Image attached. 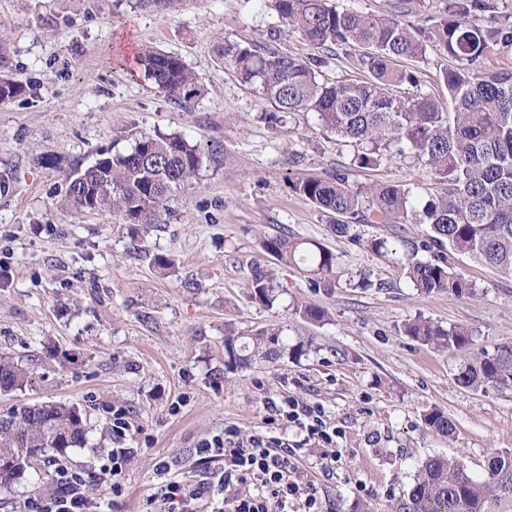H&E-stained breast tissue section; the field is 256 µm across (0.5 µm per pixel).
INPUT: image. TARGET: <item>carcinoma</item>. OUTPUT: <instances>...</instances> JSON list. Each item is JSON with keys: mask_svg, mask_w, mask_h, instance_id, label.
Returning a JSON list of instances; mask_svg holds the SVG:
<instances>
[{"mask_svg": "<svg viewBox=\"0 0 512 512\" xmlns=\"http://www.w3.org/2000/svg\"><path fill=\"white\" fill-rule=\"evenodd\" d=\"M272 5L288 25L314 49L357 47L362 80L327 84L319 79L320 57L307 60L283 55L266 45L226 41L214 48L217 60L236 78L261 94L279 113L311 112L320 128L334 132L354 147L349 166L375 167L395 154L422 162L443 185L427 199L402 182L358 185L349 182L348 166L325 177H309L294 189L330 216L339 236L354 224H424L412 239L373 236L364 248L391 264L424 295L452 294L470 298L472 282L456 266L468 255L512 276V70L485 65L497 42H512V31L485 29L478 17L494 10L490 0H454L450 13L430 27L402 21L408 0H395L388 14L339 11L329 0H255ZM441 47L454 64L441 72L448 90V109L429 95L402 97L395 87L420 83L417 72L397 67L400 60L426 56L429 45ZM138 65L157 89L181 106L201 97L199 77L180 56L151 47L142 49ZM17 79L0 80V101L24 93ZM204 152L182 135L141 131L126 151H115L67 178L63 204L77 212L108 209L131 225L160 222L168 203L192 185ZM263 248L285 266L309 274L315 292L329 293L341 275L334 253L313 240L272 237ZM285 293L274 273L256 266L247 294L272 307ZM294 313L321 322L326 311L294 303ZM405 335L441 351H456L472 342V331L445 327L425 318L404 326ZM283 328L268 325L247 336L224 324V374L248 368L256 358L294 360L307 355L313 340L288 347ZM29 373L0 356V393L16 391ZM457 381L474 390L512 389V344L460 364ZM432 433L449 438L452 418L440 409L424 414ZM83 413L74 405L43 402L21 405L0 415V489L24 478L37 461L63 456L87 443ZM384 512H512V451L498 450L478 480L465 465L443 456L419 466L406 493L387 500Z\"/></svg>", "mask_w": 512, "mask_h": 512, "instance_id": "carcinoma-1", "label": "carcinoma"}]
</instances>
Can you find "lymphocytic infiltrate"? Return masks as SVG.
I'll return each mask as SVG.
<instances>
[{
  "mask_svg": "<svg viewBox=\"0 0 512 512\" xmlns=\"http://www.w3.org/2000/svg\"><path fill=\"white\" fill-rule=\"evenodd\" d=\"M270 410L273 421L294 424L306 431L308 439L328 444L336 434L320 405L288 398ZM197 453L220 461L221 466L198 484L171 481L161 486V494L176 504L177 512H199L200 500L215 494L221 495L230 512H289L298 500L303 501L305 512H318L316 489H303L293 479L299 445L266 436L243 443L228 428L223 437L202 443Z\"/></svg>",
  "mask_w": 512,
  "mask_h": 512,
  "instance_id": "lymphocytic-infiltrate-1",
  "label": "lymphocytic infiltrate"
}]
</instances>
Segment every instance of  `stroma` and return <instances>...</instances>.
I'll list each match as a JSON object with an SVG mask.
<instances>
[{"instance_id":"stroma-1","label":"stroma","mask_w":512,"mask_h":512,"mask_svg":"<svg viewBox=\"0 0 512 512\" xmlns=\"http://www.w3.org/2000/svg\"><path fill=\"white\" fill-rule=\"evenodd\" d=\"M117 15L124 26H113ZM224 40L315 54L275 9L251 0H181L167 13L137 0H0V75L26 84L0 102V355L31 373L24 388L0 394V414L61 401L77 406L88 428L85 447L0 490V512H30L44 477L80 482L100 512H171L159 485L198 482L208 464L197 446L228 426L244 442H304L295 479L317 488L323 512H359L370 498L408 491L428 457L458 459L479 478L492 451L512 449V390L457 381L464 357L512 343V277L462 255L475 297L426 296L363 247L379 226L336 236L294 186L348 163L352 147L313 114L270 119L255 90L217 63L213 48ZM145 45L178 54L201 76L203 95L183 108L169 101L130 60ZM448 64L436 47L408 64L422 93L443 104L439 74ZM138 130L181 134L206 153L159 224L134 238L116 213L60 208L66 176L127 149ZM349 180L401 181L425 197L439 189L407 155L352 169ZM280 235L328 247L343 282L311 291L263 249ZM157 254L171 266L154 265ZM258 265L287 289L270 308L247 294ZM362 272L373 288L347 284ZM295 300L326 309V321L293 315ZM419 317L467 326L471 345L441 353L404 336ZM228 322L246 335L280 324L287 343L309 336L314 348L228 376ZM288 397L323 407L334 445L271 421L268 401ZM433 407L454 420L452 438L426 432L422 418ZM118 411L128 427L121 440L112 435ZM118 446L134 454L116 493L101 475Z\"/></svg>"}]
</instances>
